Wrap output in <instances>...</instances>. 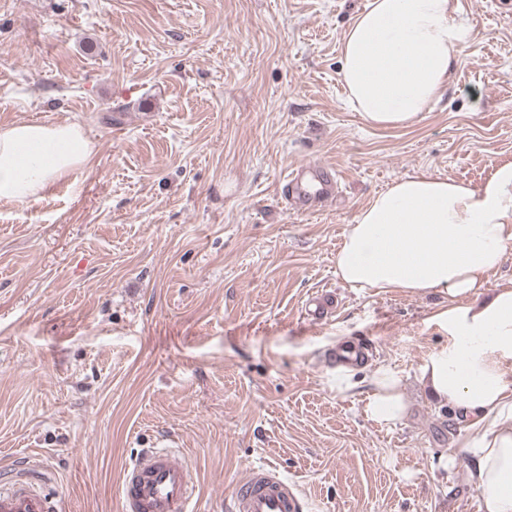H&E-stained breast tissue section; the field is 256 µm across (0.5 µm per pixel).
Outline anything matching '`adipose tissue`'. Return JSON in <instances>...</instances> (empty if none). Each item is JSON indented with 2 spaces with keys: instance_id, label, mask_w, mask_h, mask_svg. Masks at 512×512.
<instances>
[{
  "instance_id": "adipose-tissue-1",
  "label": "adipose tissue",
  "mask_w": 512,
  "mask_h": 512,
  "mask_svg": "<svg viewBox=\"0 0 512 512\" xmlns=\"http://www.w3.org/2000/svg\"><path fill=\"white\" fill-rule=\"evenodd\" d=\"M453 13V0H369L352 20L339 75L365 124L411 126L442 97L465 34ZM92 156L72 122L0 126V200L37 198ZM511 251L506 163L475 187L428 173L394 181L355 216L336 254L349 287L447 295L434 321L450 343L429 355L420 379L466 425L459 451L484 512H512V379L498 365L512 358V285L480 296ZM364 412L388 427L405 418L401 379L390 369L373 371Z\"/></svg>"
}]
</instances>
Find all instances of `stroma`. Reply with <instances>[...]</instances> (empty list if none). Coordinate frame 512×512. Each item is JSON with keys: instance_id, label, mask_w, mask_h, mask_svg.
Masks as SVG:
<instances>
[{"instance_id": "obj_1", "label": "stroma", "mask_w": 512, "mask_h": 512, "mask_svg": "<svg viewBox=\"0 0 512 512\" xmlns=\"http://www.w3.org/2000/svg\"><path fill=\"white\" fill-rule=\"evenodd\" d=\"M368 2L0 0V125L93 143L42 197L0 201V470L40 462L55 512H122L157 446L195 470L194 512H228L252 465L313 512H480L464 426L419 378L447 297L349 287L336 253L394 180L512 162V0H454L452 82L406 128L365 124L339 80ZM309 163L339 181L314 212L278 191ZM340 342L373 347L346 394ZM380 366L403 379L393 427L363 412Z\"/></svg>"}]
</instances>
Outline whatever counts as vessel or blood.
Wrapping results in <instances>:
<instances>
[{
  "label": "vessel or blood",
  "mask_w": 512,
  "mask_h": 512,
  "mask_svg": "<svg viewBox=\"0 0 512 512\" xmlns=\"http://www.w3.org/2000/svg\"><path fill=\"white\" fill-rule=\"evenodd\" d=\"M284 195L295 205L325 203L336 195V180L328 167L311 163L291 171ZM43 473L16 469L0 489V512H51ZM195 474L175 452L146 451L123 475L124 512H192ZM232 512H311V504L297 486L277 469L249 467L239 480Z\"/></svg>",
  "instance_id": "obj_1"
}]
</instances>
